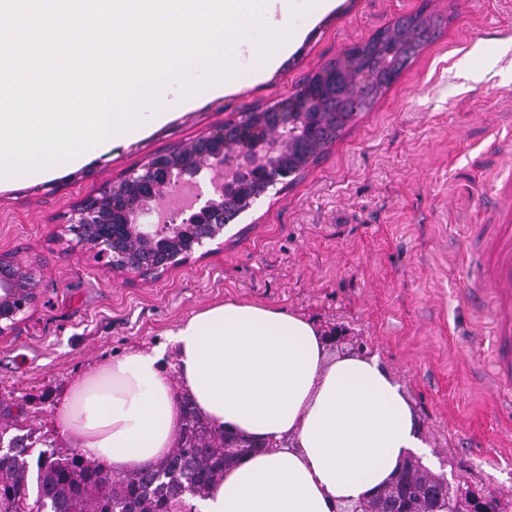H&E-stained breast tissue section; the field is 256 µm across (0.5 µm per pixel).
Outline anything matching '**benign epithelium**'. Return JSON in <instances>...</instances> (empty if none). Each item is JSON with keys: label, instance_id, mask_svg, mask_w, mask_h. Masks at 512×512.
<instances>
[{"label": "benign epithelium", "instance_id": "7a95c632", "mask_svg": "<svg viewBox=\"0 0 512 512\" xmlns=\"http://www.w3.org/2000/svg\"><path fill=\"white\" fill-rule=\"evenodd\" d=\"M336 64L316 72L313 87L199 136L188 147L153 154L142 165L79 204L64 232L88 245L112 272L156 280L183 266L292 173L279 155L288 148V105L306 99L327 107L346 95ZM211 187L201 190L200 176ZM35 271L0 254V335L12 333L37 297Z\"/></svg>", "mask_w": 512, "mask_h": 512}]
</instances>
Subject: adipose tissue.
<instances>
[{
	"label": "adipose tissue",
	"instance_id": "1",
	"mask_svg": "<svg viewBox=\"0 0 512 512\" xmlns=\"http://www.w3.org/2000/svg\"><path fill=\"white\" fill-rule=\"evenodd\" d=\"M182 390L212 428L264 441L198 512H345L424 447L402 385L373 356L331 355L303 316L207 306L168 332ZM60 435L116 473L172 448L178 410L163 352L133 350L71 379Z\"/></svg>",
	"mask_w": 512,
	"mask_h": 512
}]
</instances>
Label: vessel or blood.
I'll return each instance as SVG.
<instances>
[{
	"label": "vessel or blood",
	"mask_w": 512,
	"mask_h": 512,
	"mask_svg": "<svg viewBox=\"0 0 512 512\" xmlns=\"http://www.w3.org/2000/svg\"><path fill=\"white\" fill-rule=\"evenodd\" d=\"M472 294H492L495 304V380L512 385V228L503 227L491 247L476 265L471 279Z\"/></svg>",
	"instance_id": "b4317fda"
}]
</instances>
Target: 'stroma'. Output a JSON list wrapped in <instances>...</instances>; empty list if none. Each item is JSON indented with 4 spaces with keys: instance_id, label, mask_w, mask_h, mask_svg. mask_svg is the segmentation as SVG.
<instances>
[{
    "instance_id": "obj_1",
    "label": "stroma",
    "mask_w": 512,
    "mask_h": 512,
    "mask_svg": "<svg viewBox=\"0 0 512 512\" xmlns=\"http://www.w3.org/2000/svg\"><path fill=\"white\" fill-rule=\"evenodd\" d=\"M421 9L439 25L420 55L206 255L143 281L62 237L74 208L151 155L273 105ZM235 64L230 94L199 91L166 124L0 186V253L39 279L24 321L0 336V421L25 415L36 437L58 442L55 405L71 378L166 343L208 305L258 303L344 329L332 354L378 357L403 385L429 470L512 502V403L496 402L491 308L472 304L467 276L512 206V0H340L270 78Z\"/></svg>"
}]
</instances>
